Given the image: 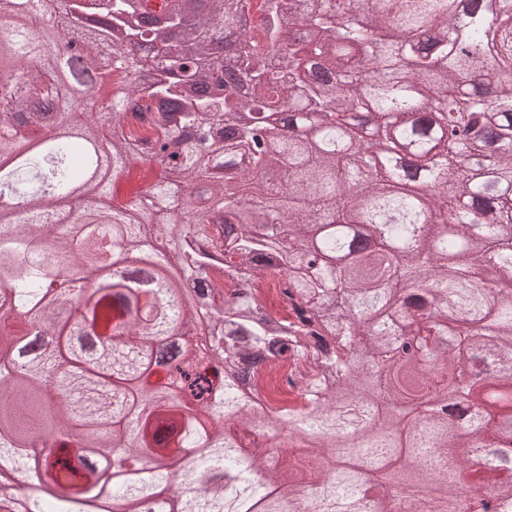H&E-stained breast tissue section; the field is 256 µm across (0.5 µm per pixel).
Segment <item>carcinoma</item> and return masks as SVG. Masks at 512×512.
<instances>
[{
    "mask_svg": "<svg viewBox=\"0 0 512 512\" xmlns=\"http://www.w3.org/2000/svg\"><path fill=\"white\" fill-rule=\"evenodd\" d=\"M46 0L0 40V73L21 72L17 95L0 98V184L28 199L23 219L0 213V310L23 324L0 331V512H393L385 484L446 488L472 438L444 416L417 414L432 397L428 372L395 357L411 336L439 351L443 396L458 383L477 407L476 426L495 443L476 480L482 496L512 491V0L500 23L493 4L471 13L457 0ZM250 25L225 52L237 78L211 60L240 6ZM108 12L86 33V71L121 52L124 83L103 110L112 130L84 116L81 138L49 125L72 116L56 49L85 33L84 16ZM165 45L169 68L151 84L134 75L138 51ZM288 52V74L273 62ZM496 85L489 103L461 84L471 53ZM380 138L350 154L356 116ZM216 129L205 150L181 142L180 167L148 183L154 204L114 199L117 173L166 146L178 129ZM415 146L428 198L373 169L386 142ZM80 185L86 197L72 210ZM443 214L429 221L427 213ZM83 224L71 225L73 213ZM360 224L381 245L354 246ZM171 243L161 253L151 240ZM224 255L233 288L211 284ZM131 259L152 269L145 301L114 281ZM62 263L92 285L85 297L57 287ZM276 265L291 315L262 311L252 281ZM195 283L180 293V284ZM194 315L221 329L215 362L176 347L155 374L152 338L174 335ZM313 362L292 404L260 407L241 385L274 362ZM301 433V459L332 474L304 490L306 468L270 465L251 436ZM136 442L133 471L88 464ZM197 445L191 461L182 445ZM275 486L276 491L266 488Z\"/></svg>",
    "mask_w": 512,
    "mask_h": 512,
    "instance_id": "cac0c4a2",
    "label": "carcinoma"
}]
</instances>
